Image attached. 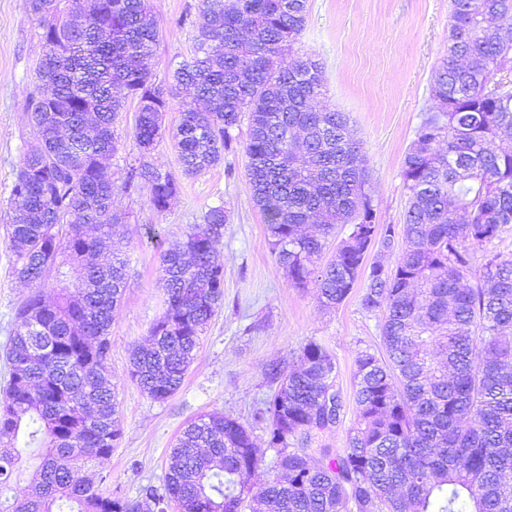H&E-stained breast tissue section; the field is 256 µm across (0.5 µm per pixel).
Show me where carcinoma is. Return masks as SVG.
Listing matches in <instances>:
<instances>
[{
	"mask_svg": "<svg viewBox=\"0 0 512 512\" xmlns=\"http://www.w3.org/2000/svg\"><path fill=\"white\" fill-rule=\"evenodd\" d=\"M308 0H200L195 56L174 73L204 103L188 105L171 134L185 176L224 161L232 130L247 122L252 200L276 261L299 287L313 282L321 307L342 305L370 249L397 252L374 265L361 306L383 315V353L356 360L357 419L346 446L318 449L319 463L290 441L336 427L344 401L332 355L304 345L296 365L270 368L271 396L252 424L274 451L260 500L249 498L259 459L249 425L226 415L186 423L163 485L131 501L106 493L92 463L122 435L105 377L112 313L127 259L99 260L83 227L112 232L118 151L114 125L137 102L139 154L126 182L149 187L163 212L179 185L147 160L163 138L167 89L155 83L156 22L146 0H28L43 53L27 112L40 145L23 156L7 225L14 273L40 283L65 252L84 270L52 302L27 297L5 344L0 389V512H512V258L472 273L471 250L512 224V0H451L448 50L426 113L404 158L405 223L373 224V187L349 119L322 103V66L296 48ZM228 215L204 223L163 255L165 310L129 374L151 400L182 386L204 329L224 302L215 259ZM350 225L324 266L336 224ZM475 275L476 287L462 281ZM40 463L22 499L5 498L22 455Z\"/></svg>",
	"mask_w": 512,
	"mask_h": 512,
	"instance_id": "carcinoma-1",
	"label": "carcinoma"
}]
</instances>
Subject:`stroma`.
I'll list each match as a JSON object with an SVG mask.
<instances>
[{"label": "stroma", "mask_w": 512, "mask_h": 512, "mask_svg": "<svg viewBox=\"0 0 512 512\" xmlns=\"http://www.w3.org/2000/svg\"><path fill=\"white\" fill-rule=\"evenodd\" d=\"M199 0H149L159 39L157 81H168L194 55ZM300 47L324 67L326 104L346 113L363 147L374 188V221L400 224L407 207L402 169L405 154L434 102L430 87L447 49L450 0H309ZM42 52L37 23L27 0H0V348L4 347L19 302L33 286L12 270L5 222L21 159L36 140L26 117L33 69ZM136 104L127 101L116 129L123 149L110 170L117 185L113 207L124 214L118 239L130 258L123 302L112 321L106 375L119 401L122 437L111 457L98 462L104 488L137 499L141 486L161 485L169 452L186 421L218 413L247 423L271 389L270 365L289 368L309 341L324 345L336 362L335 384L346 403L343 420L307 445L340 449L356 408V360L365 351L381 353V313L361 306L363 287L354 288L335 310L323 309L314 285L289 281L267 243L265 226L245 177L246 127L224 161L194 177L181 174L167 140L153 162L178 176L180 190L165 212H157L144 184L125 185V161L136 155L131 137ZM229 215L217 256L224 267V303L202 335L201 346L179 391L164 402L148 398L131 381L133 348L143 345L164 310L162 255L210 207Z\"/></svg>", "instance_id": "35a3bbf8"}]
</instances>
